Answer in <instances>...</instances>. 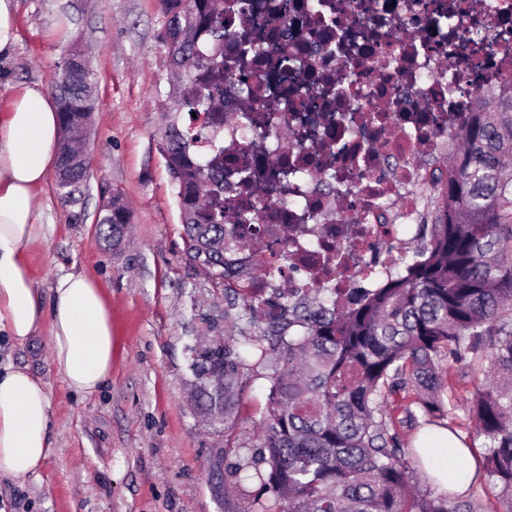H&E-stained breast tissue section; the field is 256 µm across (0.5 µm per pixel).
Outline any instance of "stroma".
Returning <instances> with one entry per match:
<instances>
[{
	"label": "stroma",
	"instance_id": "1",
	"mask_svg": "<svg viewBox=\"0 0 512 512\" xmlns=\"http://www.w3.org/2000/svg\"><path fill=\"white\" fill-rule=\"evenodd\" d=\"M17 37L0 50V103L32 86L55 93L62 60L84 51L96 77L88 188L67 204L47 179L28 260L43 303L55 279L85 272L112 304V374L94 395L56 371L47 330L18 344L0 335V365L27 368L46 385L53 451L25 482L0 479V512H246L258 486L238 482L223 428L188 401L186 338L200 314L227 311L238 282L214 283L189 256L176 190L156 149L167 49L158 0H17ZM129 206L121 245L99 238L104 191ZM270 382L246 373L236 433L253 442Z\"/></svg>",
	"mask_w": 512,
	"mask_h": 512
}]
</instances>
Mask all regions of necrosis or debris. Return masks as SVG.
Returning a JSON list of instances; mask_svg holds the SVG:
<instances>
[{
  "label": "necrosis or debris",
  "instance_id": "necrosis-or-debris-1",
  "mask_svg": "<svg viewBox=\"0 0 512 512\" xmlns=\"http://www.w3.org/2000/svg\"><path fill=\"white\" fill-rule=\"evenodd\" d=\"M250 2L224 26L252 27L256 51L205 89L224 106V242L247 238L236 214L249 206L297 292L374 287L398 226L423 221L418 189L436 181L449 133L512 70V0ZM456 18L496 35L497 51L456 40Z\"/></svg>",
  "mask_w": 512,
  "mask_h": 512
}]
</instances>
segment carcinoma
<instances>
[{"mask_svg":"<svg viewBox=\"0 0 512 512\" xmlns=\"http://www.w3.org/2000/svg\"><path fill=\"white\" fill-rule=\"evenodd\" d=\"M165 18L159 32L167 48L170 83L159 110L168 120L156 148L181 197L177 198L190 257L224 280L244 273L248 240L224 246V208L210 187L224 178L216 146L220 107L201 85L224 72V0H159ZM507 90L480 95L478 110L464 115L449 137L453 161L448 190L421 225L419 242L386 272L380 288H357L342 304L329 288L313 297L280 292L281 316L268 302L238 294L260 336L240 341L221 333L222 316L202 323L212 336H193L188 370L194 409L224 425V452L248 449L238 442V401L249 358L268 370L265 412L253 447L240 466L259 485L248 512H478L470 499L414 490L413 471L399 448L396 423L411 427L444 423L452 414L443 394L450 370L467 361L487 363L472 393L468 435L480 449L487 481L499 488L500 512H512V72ZM56 91L63 140L59 159L78 163V141L95 111L94 73L64 61ZM88 173L68 170L56 193L80 200ZM130 214L112 198L96 223L103 241L117 244ZM410 399L400 421L390 406Z\"/></svg>","mask_w":512,"mask_h":512,"instance_id":"carcinoma-1","label":"carcinoma"}]
</instances>
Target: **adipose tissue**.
Masks as SVG:
<instances>
[{
    "label": "adipose tissue",
    "instance_id": "ef3b65f1",
    "mask_svg": "<svg viewBox=\"0 0 512 512\" xmlns=\"http://www.w3.org/2000/svg\"><path fill=\"white\" fill-rule=\"evenodd\" d=\"M56 100L40 89L13 93L0 114V330L22 343L48 328L53 364L67 386L95 394L112 373V314L97 282L60 275L43 306L26 254L37 234L36 194L57 162ZM44 383L22 367L0 372V475L37 474L51 452Z\"/></svg>",
    "mask_w": 512,
    "mask_h": 512
}]
</instances>
